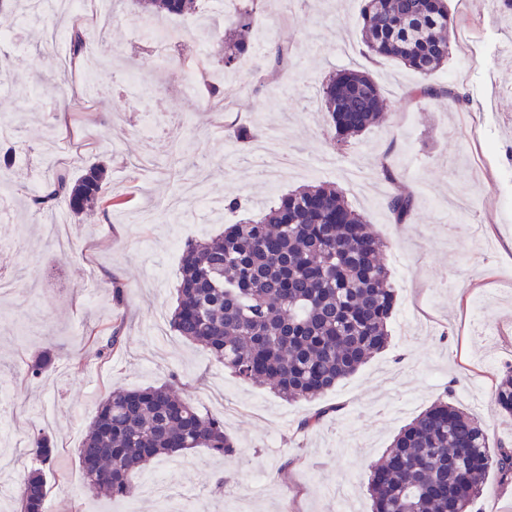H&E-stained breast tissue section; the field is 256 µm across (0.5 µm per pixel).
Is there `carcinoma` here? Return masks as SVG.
Listing matches in <instances>:
<instances>
[{
  "label": "carcinoma",
  "instance_id": "carcinoma-1",
  "mask_svg": "<svg viewBox=\"0 0 512 512\" xmlns=\"http://www.w3.org/2000/svg\"><path fill=\"white\" fill-rule=\"evenodd\" d=\"M263 2L241 0L232 16L211 24L208 40L224 47V70H235L248 51ZM133 3L141 20L155 25L199 8L198 0ZM362 20L361 42L369 53L398 60L425 77L448 62L456 39L447 0H365ZM103 44L101 32L69 31L74 59L93 58ZM287 62L288 48L275 44L267 73L255 78L254 89ZM194 68L201 99L212 103L227 97V90L211 80L210 62L200 60ZM413 95L444 96L450 106L468 100L453 88L431 83ZM383 104L379 87L366 73L343 70L323 84V111L340 147L376 121ZM107 177L100 163L74 179L60 174L31 203L41 211L60 202L76 216L106 210L118 205L104 196ZM386 206L402 224L413 210L414 193L398 191ZM383 248L335 185L289 191L258 217L227 226L222 236L185 244L170 327L204 346L242 381L266 384L286 400H314L388 345L395 288ZM89 341L96 357H107L122 345L121 327L107 336L92 332ZM54 359L52 350H44L30 373L43 374ZM493 399L512 418V368L495 386ZM200 447L220 457L237 451L221 421L163 384L106 395L76 454L89 487L114 499L133 493L131 476L150 461ZM54 448L45 432L31 439L29 451L39 467L20 484L21 512H45L43 467L52 463ZM493 470L512 479V450H491L478 420L441 399L401 429L372 468L367 483L372 512H470Z\"/></svg>",
  "mask_w": 512,
  "mask_h": 512
}]
</instances>
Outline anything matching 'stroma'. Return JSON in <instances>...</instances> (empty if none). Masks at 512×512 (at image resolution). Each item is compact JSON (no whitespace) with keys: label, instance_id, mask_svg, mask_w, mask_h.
Returning a JSON list of instances; mask_svg holds the SVG:
<instances>
[{"label":"stroma","instance_id":"1","mask_svg":"<svg viewBox=\"0 0 512 512\" xmlns=\"http://www.w3.org/2000/svg\"><path fill=\"white\" fill-rule=\"evenodd\" d=\"M364 0H298L277 16L269 0L256 26L291 51L287 68L261 94L236 95L227 112H199L187 102L179 69L191 59H217V45L198 29L165 20L177 41L170 60L158 61L140 37L131 0H114L105 30L99 93L80 95V71L65 74L70 29L55 15L62 38L49 41L41 24L19 26L17 5L0 11L11 34L4 52L12 84L0 89V117L16 128V162L0 172L10 192L0 219V256L12 282L0 294V512H20L18 490L35 465L28 438L52 433L56 459L46 471V512H158L144 495V477L160 475L171 504L200 512H372L365 483L400 427L435 401L453 397L477 416L490 445L512 447V420L492 402L494 386L512 366V18L496 0H448L468 49L453 46L433 83L467 93L468 106L446 98L417 100L409 90L421 75L365 53L359 41ZM369 74L386 101L382 120L337 148L321 112L320 85L342 69ZM140 72L138 84L127 83ZM156 122L153 138L137 129ZM276 133L302 156L307 171L287 170L269 185L251 145L232 134ZM184 161L167 162L172 145ZM109 167L107 196L121 207L74 218L66 206L36 212L30 194L40 180ZM395 172L382 175L380 163ZM204 171L209 199H238L253 208L284 191L336 184L386 245L384 260L396 288L390 342L356 373L313 401L289 402L273 389L234 377L201 345L170 328L182 250L171 247L223 233L226 214L185 198L179 217L168 199ZM413 189L416 206L396 223L385 201ZM124 284L113 301L110 281ZM123 324V344L104 360L85 342L89 332ZM56 360L34 377L28 371L43 349ZM173 383L184 400L224 424L238 451L213 456L195 448L151 462L135 474L131 499H108L85 484L76 450L115 389ZM330 415L313 431L298 423L317 409ZM223 489H216L217 480Z\"/></svg>","mask_w":512,"mask_h":512}]
</instances>
